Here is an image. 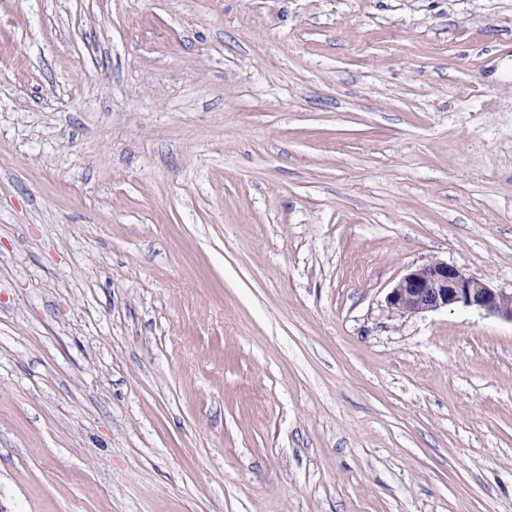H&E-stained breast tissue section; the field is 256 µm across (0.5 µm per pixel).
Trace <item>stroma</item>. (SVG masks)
Wrapping results in <instances>:
<instances>
[{
	"instance_id": "obj_1",
	"label": "stroma",
	"mask_w": 512,
	"mask_h": 512,
	"mask_svg": "<svg viewBox=\"0 0 512 512\" xmlns=\"http://www.w3.org/2000/svg\"><path fill=\"white\" fill-rule=\"evenodd\" d=\"M512 0H0V512H512ZM387 301L403 315L462 307L512 323V289L494 288L463 267L444 261L410 269L391 289Z\"/></svg>"
}]
</instances>
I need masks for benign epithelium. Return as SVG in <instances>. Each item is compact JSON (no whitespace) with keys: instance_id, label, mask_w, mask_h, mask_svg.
<instances>
[{"instance_id":"obj_1","label":"benign epithelium","mask_w":512,"mask_h":512,"mask_svg":"<svg viewBox=\"0 0 512 512\" xmlns=\"http://www.w3.org/2000/svg\"><path fill=\"white\" fill-rule=\"evenodd\" d=\"M387 301L391 309L403 315L462 307L512 323V290L495 288L444 261L409 270L391 289Z\"/></svg>"}]
</instances>
